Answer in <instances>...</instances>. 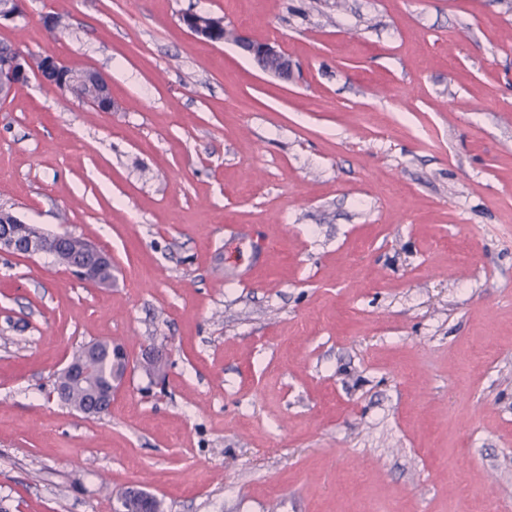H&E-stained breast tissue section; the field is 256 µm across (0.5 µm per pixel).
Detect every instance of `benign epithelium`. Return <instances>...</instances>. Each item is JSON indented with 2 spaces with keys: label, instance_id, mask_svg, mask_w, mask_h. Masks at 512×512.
<instances>
[{
  "label": "benign epithelium",
  "instance_id": "7a95c632",
  "mask_svg": "<svg viewBox=\"0 0 512 512\" xmlns=\"http://www.w3.org/2000/svg\"><path fill=\"white\" fill-rule=\"evenodd\" d=\"M214 21L215 17L207 14L190 13L182 17L187 32L194 38L204 41L210 38ZM224 40L235 43L247 52L263 72L283 80L291 76L293 61L277 45L268 41H256L246 33L227 26L224 27ZM32 75L58 90L66 86L83 91L84 101L98 110L114 108L112 89L104 75L90 68H72L50 51L35 57L17 51L0 58V100H6L17 86L27 82ZM20 223L21 220L13 214L0 213V251L18 256L51 254L67 269L79 272L88 282L92 280L98 268L112 265L111 254L90 241L85 242L84 258L76 264H71L67 257V242L72 235H51L49 244L46 245L38 234L18 238L16 226ZM91 396L90 411L97 414L109 411L113 391L102 393L93 390Z\"/></svg>",
  "mask_w": 512,
  "mask_h": 512
}]
</instances>
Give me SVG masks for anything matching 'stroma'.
<instances>
[{
    "label": "stroma",
    "instance_id": "stroma-1",
    "mask_svg": "<svg viewBox=\"0 0 512 512\" xmlns=\"http://www.w3.org/2000/svg\"><path fill=\"white\" fill-rule=\"evenodd\" d=\"M1 42L116 108L0 102V207L112 256L0 254V512H512V0H25ZM96 340L90 420L54 380ZM215 17L207 14L190 13L182 17L187 32L196 39L208 41ZM224 41H231L247 52L256 65L265 73L288 80L293 72V61L277 45L268 41H256L246 33L224 24ZM98 362L95 366L96 375L93 383L99 387H108L112 385V380L121 378L126 370V366L122 363L112 361L113 359H123L127 356L126 349L121 344L107 342H98Z\"/></svg>",
    "mask_w": 512,
    "mask_h": 512
}]
</instances>
